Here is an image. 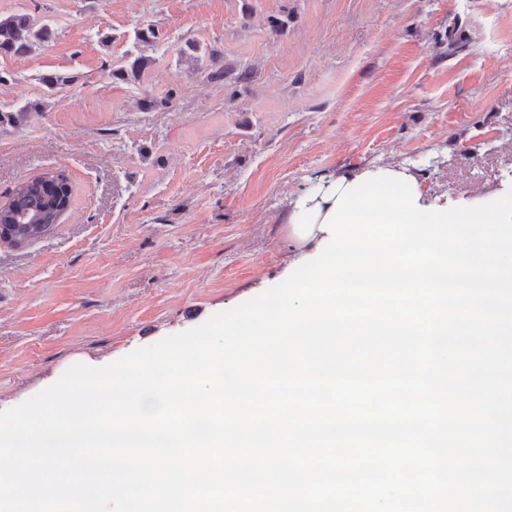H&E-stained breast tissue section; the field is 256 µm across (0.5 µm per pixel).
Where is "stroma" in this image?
Returning a JSON list of instances; mask_svg holds the SVG:
<instances>
[{
  "instance_id": "1",
  "label": "stroma",
  "mask_w": 512,
  "mask_h": 512,
  "mask_svg": "<svg viewBox=\"0 0 512 512\" xmlns=\"http://www.w3.org/2000/svg\"><path fill=\"white\" fill-rule=\"evenodd\" d=\"M16 13L56 36L0 54V110L42 104L0 124V203L50 171L73 193L0 242V411L280 284L289 200L336 176L395 164L437 206L512 189V0H0Z\"/></svg>"
}]
</instances>
